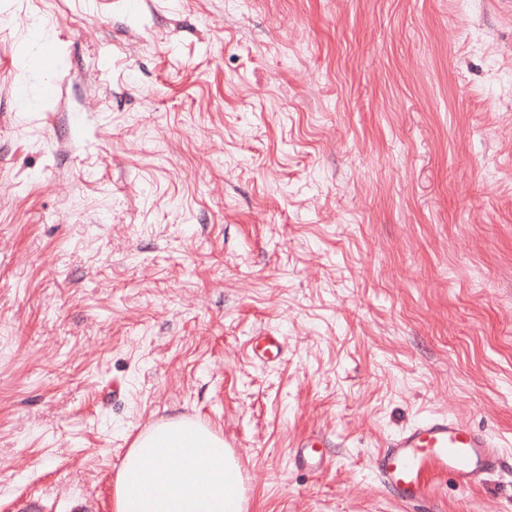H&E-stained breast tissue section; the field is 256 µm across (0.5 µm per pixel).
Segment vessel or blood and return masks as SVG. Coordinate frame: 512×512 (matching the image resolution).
<instances>
[{
    "label": "vessel or blood",
    "mask_w": 512,
    "mask_h": 512,
    "mask_svg": "<svg viewBox=\"0 0 512 512\" xmlns=\"http://www.w3.org/2000/svg\"><path fill=\"white\" fill-rule=\"evenodd\" d=\"M247 348L250 356L264 365L280 360L284 351L281 336L271 331L250 337ZM324 446V439H303L295 458L320 466ZM500 455V444L487 432L442 414L421 419L391 437L377 456L375 469L398 501L407 505L427 495L429 477L435 473L450 475L465 489L480 486Z\"/></svg>",
    "instance_id": "vessel-or-blood-1"
}]
</instances>
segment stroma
I'll return each instance as SVG.
<instances>
[{
	"instance_id": "stroma-1",
	"label": "stroma",
	"mask_w": 512,
	"mask_h": 512,
	"mask_svg": "<svg viewBox=\"0 0 512 512\" xmlns=\"http://www.w3.org/2000/svg\"><path fill=\"white\" fill-rule=\"evenodd\" d=\"M435 414L512 441L499 0H0V512H113L176 415L249 512H512V453L411 509L381 483ZM247 348L250 356L263 365L277 362L282 358L284 351L282 336L271 331L250 336ZM295 459L313 467L321 466L323 461V448H327L324 438H311L301 440L295 445Z\"/></svg>"
}]
</instances>
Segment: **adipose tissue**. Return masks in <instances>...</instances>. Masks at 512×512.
<instances>
[{"mask_svg":"<svg viewBox=\"0 0 512 512\" xmlns=\"http://www.w3.org/2000/svg\"><path fill=\"white\" fill-rule=\"evenodd\" d=\"M115 512H247L239 465L221 438L175 416L129 448Z\"/></svg>","mask_w":512,"mask_h":512,"instance_id":"obj_1","label":"adipose tissue"}]
</instances>
